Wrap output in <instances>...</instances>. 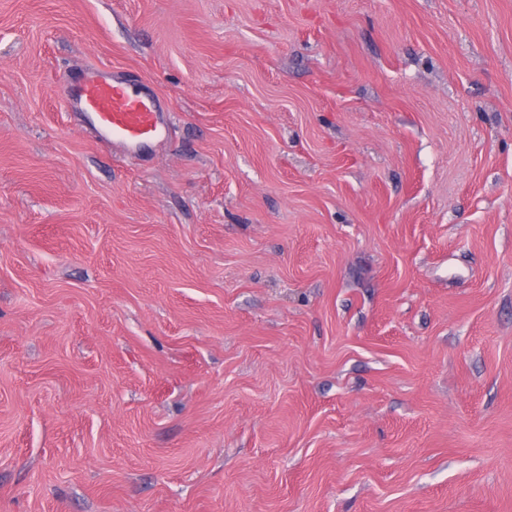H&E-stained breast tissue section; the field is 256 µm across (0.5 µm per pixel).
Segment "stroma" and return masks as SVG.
<instances>
[{
	"label": "stroma",
	"instance_id": "obj_1",
	"mask_svg": "<svg viewBox=\"0 0 512 512\" xmlns=\"http://www.w3.org/2000/svg\"><path fill=\"white\" fill-rule=\"evenodd\" d=\"M0 512H512V0H0ZM62 84L68 107L89 113L99 136L112 137V144L122 153L161 140L166 122L160 101L136 90L129 81L107 78L96 69L75 82L64 78Z\"/></svg>",
	"mask_w": 512,
	"mask_h": 512
}]
</instances>
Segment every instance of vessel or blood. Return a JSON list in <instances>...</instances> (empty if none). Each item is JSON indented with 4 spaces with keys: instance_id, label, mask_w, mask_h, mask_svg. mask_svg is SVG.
<instances>
[{
    "instance_id": "obj_1",
    "label": "vessel or blood",
    "mask_w": 512,
    "mask_h": 512,
    "mask_svg": "<svg viewBox=\"0 0 512 512\" xmlns=\"http://www.w3.org/2000/svg\"><path fill=\"white\" fill-rule=\"evenodd\" d=\"M63 86L68 107L89 113L99 136L111 139L120 151L140 150L161 140L165 119L160 101L129 81L108 78L96 69Z\"/></svg>"
}]
</instances>
